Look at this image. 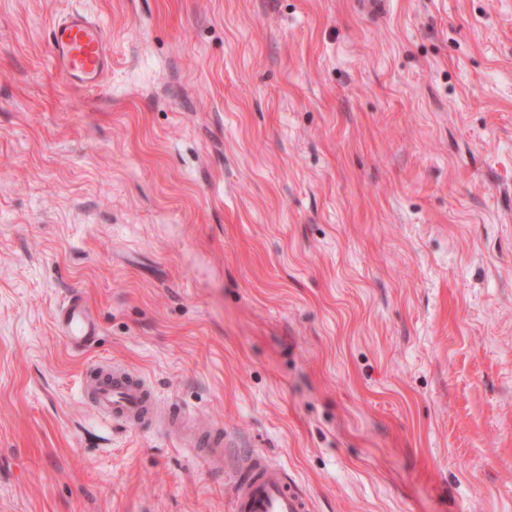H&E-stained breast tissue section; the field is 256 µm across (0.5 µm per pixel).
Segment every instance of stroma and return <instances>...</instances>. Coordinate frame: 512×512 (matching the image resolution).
<instances>
[{"mask_svg":"<svg viewBox=\"0 0 512 512\" xmlns=\"http://www.w3.org/2000/svg\"><path fill=\"white\" fill-rule=\"evenodd\" d=\"M113 362L223 469L96 416ZM251 451L314 512H512V0H0V512H232ZM49 46L57 69L75 87H96L111 64L104 26L81 12H73L52 24ZM55 329L64 344L74 353L89 350L100 332L97 315L79 293L67 297L54 314ZM204 459L211 469H221L224 466V433L213 431L205 441Z\"/></svg>","mask_w":512,"mask_h":512,"instance_id":"1","label":"stroma"}]
</instances>
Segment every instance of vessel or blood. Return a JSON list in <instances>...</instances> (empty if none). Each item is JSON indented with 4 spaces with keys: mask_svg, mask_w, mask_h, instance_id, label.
<instances>
[{
    "mask_svg": "<svg viewBox=\"0 0 512 512\" xmlns=\"http://www.w3.org/2000/svg\"><path fill=\"white\" fill-rule=\"evenodd\" d=\"M49 46L54 64L75 87L93 88L111 64L102 23L74 12L53 23ZM55 329L64 344L78 354L96 341L100 324L88 301L71 294L54 314ZM83 395L100 417L132 428L163 426L182 432L187 421L181 409L162 404L146 380L128 368L113 364L94 368L87 376ZM204 459L210 468L224 466V435L212 432L205 441ZM234 512H313L310 497L288 480L282 467L262 455L248 456L234 482Z\"/></svg>",
    "mask_w": 512,
    "mask_h": 512,
    "instance_id": "1",
    "label": "vessel or blood"
}]
</instances>
